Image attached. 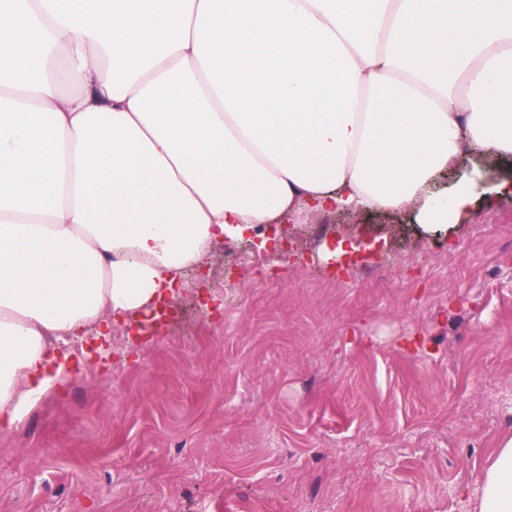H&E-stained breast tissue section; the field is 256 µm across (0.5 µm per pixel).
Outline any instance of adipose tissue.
<instances>
[{
	"label": "adipose tissue",
	"instance_id": "obj_1",
	"mask_svg": "<svg viewBox=\"0 0 512 512\" xmlns=\"http://www.w3.org/2000/svg\"><path fill=\"white\" fill-rule=\"evenodd\" d=\"M512 160V0H0V429L55 342L314 213L436 229ZM454 170L451 191L435 193ZM479 512H512V437Z\"/></svg>",
	"mask_w": 512,
	"mask_h": 512
}]
</instances>
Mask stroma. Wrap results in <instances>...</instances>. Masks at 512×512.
Returning a JSON list of instances; mask_svg holds the SVG:
<instances>
[{"mask_svg":"<svg viewBox=\"0 0 512 512\" xmlns=\"http://www.w3.org/2000/svg\"><path fill=\"white\" fill-rule=\"evenodd\" d=\"M345 236L372 254L337 275L321 249ZM287 239L216 246L176 323L113 325L0 431V512H475L512 436V195Z\"/></svg>","mask_w":512,"mask_h":512,"instance_id":"35a3bbf8","label":"stroma"}]
</instances>
